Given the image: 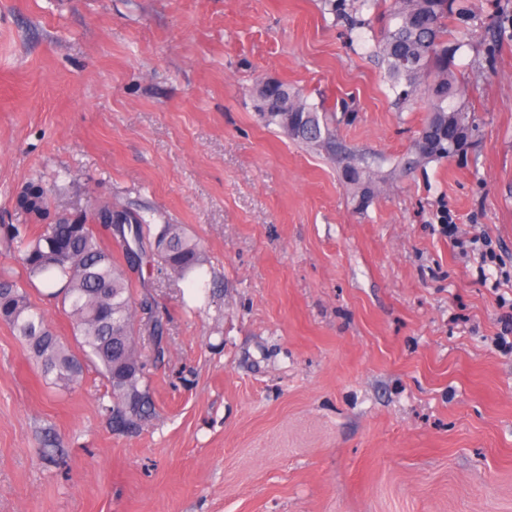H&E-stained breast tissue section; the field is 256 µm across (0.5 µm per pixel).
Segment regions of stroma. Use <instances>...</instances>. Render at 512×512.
I'll return each mask as SVG.
<instances>
[{
  "label": "stroma",
  "instance_id": "stroma-1",
  "mask_svg": "<svg viewBox=\"0 0 512 512\" xmlns=\"http://www.w3.org/2000/svg\"><path fill=\"white\" fill-rule=\"evenodd\" d=\"M481 4L456 54L467 153L402 173L425 112L395 101L380 21L324 0H0V225L34 178L61 214L149 203L207 253L131 275L165 347L144 352L137 433L111 430L92 363L46 383L0 323V512H512V0ZM266 79L348 103L339 139L388 159L368 206L264 125Z\"/></svg>",
  "mask_w": 512,
  "mask_h": 512
}]
</instances>
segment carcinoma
Wrapping results in <instances>:
<instances>
[{"instance_id":"1","label":"carcinoma","mask_w":512,"mask_h":512,"mask_svg":"<svg viewBox=\"0 0 512 512\" xmlns=\"http://www.w3.org/2000/svg\"><path fill=\"white\" fill-rule=\"evenodd\" d=\"M360 8L388 18L380 30L379 52L395 91L406 104L428 95L425 118L410 154L397 160L402 172L463 152L472 125L460 103L463 82L455 74V56L468 31L458 21L471 15L468 0H360ZM256 109L269 125L333 160L344 162V176L359 190L360 203L375 193L369 162L336 139V113L311 104L286 82L256 88ZM17 210L40 223L4 224L5 240L18 253L29 284L50 289L73 326L83 353L98 366L110 389L105 406L116 431L133 432L150 416L153 401L144 383L141 336L151 338L156 357L163 327L148 294L136 299L128 272L157 256V273L186 275L200 267L204 251L181 224H164L156 235V211L148 206L96 201L82 217L61 215L50 224L51 190L31 180L16 199ZM107 231L121 248L123 261L100 240ZM0 322L27 349L44 379L68 388L83 373L80 361L56 334L44 312L32 302L20 277L0 270Z\"/></svg>"}]
</instances>
